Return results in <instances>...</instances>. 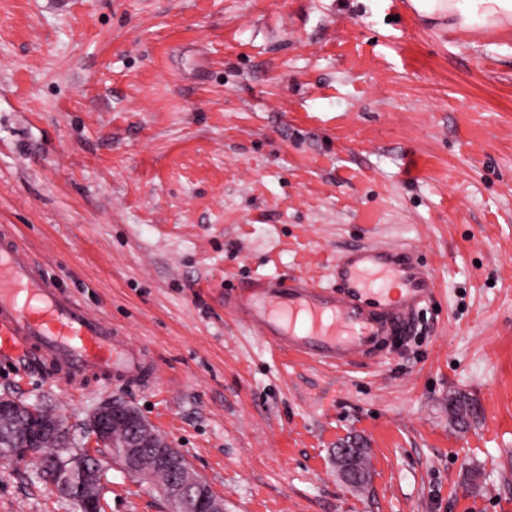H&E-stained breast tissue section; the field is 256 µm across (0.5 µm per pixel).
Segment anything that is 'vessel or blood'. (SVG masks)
<instances>
[{
  "label": "vessel or blood",
  "instance_id": "obj_1",
  "mask_svg": "<svg viewBox=\"0 0 512 512\" xmlns=\"http://www.w3.org/2000/svg\"><path fill=\"white\" fill-rule=\"evenodd\" d=\"M324 286L304 276L259 275L224 296V309L273 348L324 364L361 363L407 335L436 280L412 250L359 246L339 253ZM39 346L54 378L95 374L117 386L151 380L145 355L36 270L31 253L0 231V355Z\"/></svg>",
  "mask_w": 512,
  "mask_h": 512
}]
</instances>
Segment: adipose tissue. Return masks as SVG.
I'll list each match as a JSON object with an SVG mask.
<instances>
[{"instance_id": "adipose-tissue-1", "label": "adipose tissue", "mask_w": 512, "mask_h": 512, "mask_svg": "<svg viewBox=\"0 0 512 512\" xmlns=\"http://www.w3.org/2000/svg\"><path fill=\"white\" fill-rule=\"evenodd\" d=\"M410 4L421 17L447 20L452 28H512V0H410Z\"/></svg>"}]
</instances>
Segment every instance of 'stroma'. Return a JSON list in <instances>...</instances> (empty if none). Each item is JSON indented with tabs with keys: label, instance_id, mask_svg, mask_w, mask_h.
Segmentation results:
<instances>
[{
	"label": "stroma",
	"instance_id": "obj_1",
	"mask_svg": "<svg viewBox=\"0 0 512 512\" xmlns=\"http://www.w3.org/2000/svg\"><path fill=\"white\" fill-rule=\"evenodd\" d=\"M1 224L154 374L76 387L0 357V394L72 426L135 405L224 512H512V28L392 0H0ZM367 244L437 281L380 358L310 362L224 310ZM99 458L104 512H170ZM0 512L80 509L0 457Z\"/></svg>",
	"mask_w": 512,
	"mask_h": 512
}]
</instances>
